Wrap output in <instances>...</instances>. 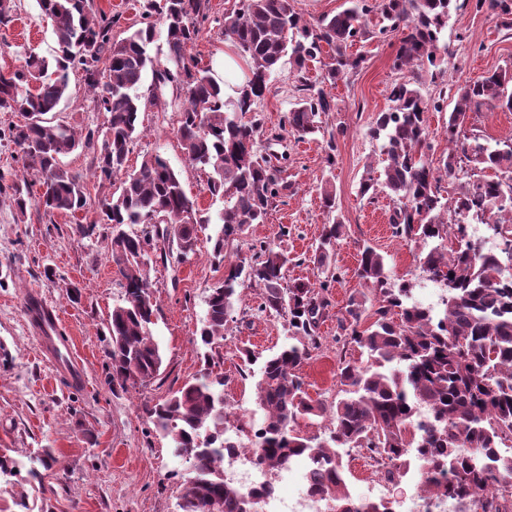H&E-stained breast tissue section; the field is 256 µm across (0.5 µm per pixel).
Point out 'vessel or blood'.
Wrapping results in <instances>:
<instances>
[{
  "instance_id": "vessel-or-blood-1",
  "label": "vessel or blood",
  "mask_w": 512,
  "mask_h": 512,
  "mask_svg": "<svg viewBox=\"0 0 512 512\" xmlns=\"http://www.w3.org/2000/svg\"><path fill=\"white\" fill-rule=\"evenodd\" d=\"M24 308L48 361L70 382H82V362L74 354L69 339L59 333L60 312L35 293L26 298Z\"/></svg>"
}]
</instances>
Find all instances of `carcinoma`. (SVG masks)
Returning a JSON list of instances; mask_svg holds the SVG:
<instances>
[{
    "instance_id": "cac0c4a2",
    "label": "carcinoma",
    "mask_w": 512,
    "mask_h": 512,
    "mask_svg": "<svg viewBox=\"0 0 512 512\" xmlns=\"http://www.w3.org/2000/svg\"><path fill=\"white\" fill-rule=\"evenodd\" d=\"M52 22L53 61L29 52L19 69L0 72V112H19L26 122L0 129V142L13 145L23 165L37 171L42 188L33 197L27 178L13 183L19 211L36 204L44 214H73L87 203L85 179L62 162L77 149L95 155L94 177L101 187L121 177L104 199L102 224L115 228L110 261L116 267L121 302L112 308L110 378L122 389L152 380L162 364L151 327L158 304L148 281L150 253L159 250L158 225H166L169 245L180 256L196 253L198 217L178 174L159 154L143 157L139 169L125 170L137 137L147 70L158 90L179 85L185 93L177 134L188 161L209 171L207 190L224 199L220 232L212 255L224 258L226 242L252 224H261L289 185L272 157L262 155V125L251 115L264 97L272 73L288 64L302 73L306 63L331 50L327 79L335 83L357 70L364 56L348 49L373 37L362 20L377 13L378 34L399 31L394 65L409 77L390 89L391 106L377 113L370 136L381 141L382 168L364 166L360 197L374 202L384 194L393 203L395 236L429 247L422 262L428 277L447 292L444 316L411 301V288L391 284L384 256L371 245L360 249L355 276L374 293L354 290L336 317L343 345L357 348L359 360L339 359L337 399L331 407L312 399L302 366L322 346L320 325L329 317V288L339 276L332 268L334 245L345 225L339 217L324 225L314 253L323 279L286 281L288 256L259 243L252 259L232 264L224 281L211 289L200 341L213 347L229 330L237 287L259 286L257 310L283 319L293 342L265 358L255 403L262 422L231 416L224 406V376L207 372L162 403L146 408L156 429L170 439L173 454L190 463L177 512H248L261 498L228 480L224 461L238 448H259L268 476L288 468L296 457L312 464L310 483L321 500L340 512H392L387 502L355 500L347 484L343 454L365 448L380 466L379 478L395 484L414 458L423 463L421 490L450 504L452 512H512V136L490 146L470 127L472 115L488 108L512 112V68L495 70L456 87L441 164L431 151L427 113L443 99H427L416 71L438 66L439 42L455 0H351V6L314 21L297 13L292 0H236L220 20L249 72L237 101H224L210 71L187 54L207 19L208 0H146L142 26L121 39L112 36V18L97 15L91 0H36ZM512 27V0H475ZM166 31V64L152 59L151 18ZM78 71L107 121L77 134L49 118ZM284 116V126L300 138L322 133L318 117L335 108L322 88L306 84ZM491 170L494 175H486ZM456 181L454 196L443 201L439 184ZM486 224L503 248L485 249L465 226ZM131 226L128 232L124 227ZM328 420V438L300 430L298 421Z\"/></svg>"
}]
</instances>
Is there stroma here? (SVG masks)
<instances>
[{
	"label": "stroma",
	"mask_w": 512,
	"mask_h": 512,
	"mask_svg": "<svg viewBox=\"0 0 512 512\" xmlns=\"http://www.w3.org/2000/svg\"><path fill=\"white\" fill-rule=\"evenodd\" d=\"M15 3L13 22L0 26V71L5 72L19 68L26 52L48 57L54 46L51 21L40 14L36 0ZM233 4L234 0H209L211 20L187 47L218 81L223 78L224 36L215 21ZM398 39L394 32L354 44L352 54L363 55L364 61L357 72L334 84L325 80L327 54L310 63V81L324 84L336 103L334 111L321 115L323 127L344 130L331 168L325 163L323 139L300 140L282 130L284 113L299 99L298 77L285 71L271 75L265 96L256 105L263 123L259 150L282 156L283 176L292 191L273 205L264 223L251 225L230 241L220 260L212 255L210 239L222 227L224 202L208 193L206 173L186 159L176 134L184 93L170 85L160 104L143 105L140 135L131 147L128 167H138L145 154H161L206 223L194 255L181 262L157 259L150 265L159 306L152 332L162 365L154 379L133 388H115L107 381V323L122 290L109 258L112 227L99 221L105 192L91 176L92 153L78 150L63 159L68 168L86 177L85 208L49 217L33 206L23 213L16 209L9 187L20 177L23 164L14 147L0 145V454L25 466L17 476L0 478V512H176L188 464L175 457L169 440L154 431L145 408L203 373L205 349L196 336L205 300L223 281L228 265L249 260L253 243L262 240L288 254V279L317 280L312 258L329 221L319 195L321 183L334 185L345 229L335 245L339 281L329 290L332 315L320 326L321 348L301 370L310 397L327 403L336 397L343 346L336 341L335 315L358 286L354 271L362 245L375 246L385 257L391 279L409 282L417 301L443 315L445 292L426 280L420 248L392 234V202L382 196L369 204L358 195L364 164L380 158V144L370 137L369 127L372 118L388 108L390 87L400 78L392 68ZM443 41L448 54L439 72L421 77L424 96H438L444 86L512 66V28L504 27L489 10H475L472 0H457ZM55 118L80 131L102 127L105 116L95 108L81 75L71 76ZM78 224L94 225V235L78 236L73 231ZM48 266L53 276L45 275ZM73 285L81 292L76 300L69 292ZM32 291L63 313L62 333L73 338L84 358L82 384L69 383L40 356L23 307ZM233 317L237 324L220 344L217 369L224 374L225 405L242 414L255 407L259 367L243 365L241 349L266 357L287 344L288 331L282 319L258 311L256 290L247 283L237 289ZM45 453L51 455L52 466L40 468V481L29 480L27 468ZM417 482L409 473L387 486L355 462L347 474L354 498L390 499L395 512H403Z\"/></svg>",
	"instance_id": "stroma-1"
}]
</instances>
